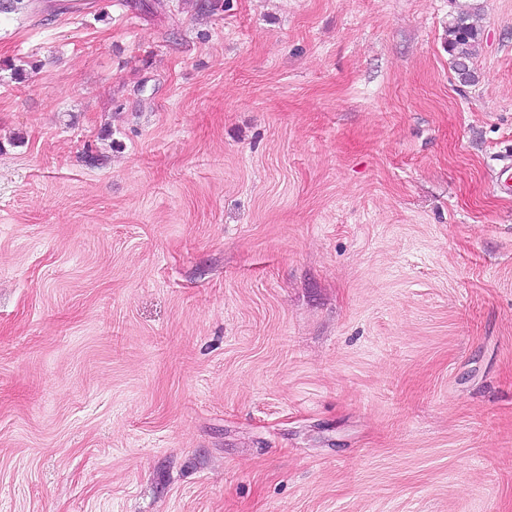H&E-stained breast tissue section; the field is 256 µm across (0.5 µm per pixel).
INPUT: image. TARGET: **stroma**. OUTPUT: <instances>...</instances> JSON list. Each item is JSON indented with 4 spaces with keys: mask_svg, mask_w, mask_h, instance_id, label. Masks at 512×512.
<instances>
[{
    "mask_svg": "<svg viewBox=\"0 0 512 512\" xmlns=\"http://www.w3.org/2000/svg\"><path fill=\"white\" fill-rule=\"evenodd\" d=\"M198 3L0 14V512H512V0ZM481 28L466 6L460 5L446 30V49L457 80L464 85L476 81L474 59L478 55Z\"/></svg>",
    "mask_w": 512,
    "mask_h": 512,
    "instance_id": "35a3bbf8",
    "label": "stroma"
}]
</instances>
